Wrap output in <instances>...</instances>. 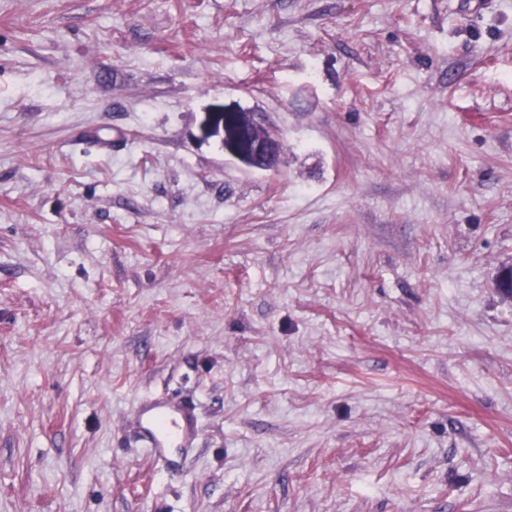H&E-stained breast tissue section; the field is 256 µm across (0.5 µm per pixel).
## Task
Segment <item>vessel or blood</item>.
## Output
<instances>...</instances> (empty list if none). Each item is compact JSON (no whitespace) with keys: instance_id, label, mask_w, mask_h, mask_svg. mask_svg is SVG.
I'll return each instance as SVG.
<instances>
[{"instance_id":"vessel-or-blood-1","label":"vessel or blood","mask_w":512,"mask_h":512,"mask_svg":"<svg viewBox=\"0 0 512 512\" xmlns=\"http://www.w3.org/2000/svg\"><path fill=\"white\" fill-rule=\"evenodd\" d=\"M140 426L150 452L158 461L171 463V449L183 447L198 433L195 408L160 398L147 400L139 409Z\"/></svg>"}]
</instances>
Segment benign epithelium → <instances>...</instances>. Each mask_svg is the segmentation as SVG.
I'll return each instance as SVG.
<instances>
[{
  "label": "benign epithelium",
  "instance_id": "benign-epithelium-1",
  "mask_svg": "<svg viewBox=\"0 0 512 512\" xmlns=\"http://www.w3.org/2000/svg\"><path fill=\"white\" fill-rule=\"evenodd\" d=\"M203 128L207 135L218 137L224 154L248 171H272L281 152V139L259 112H242L224 106L205 113ZM496 287L512 294V264L499 269Z\"/></svg>",
  "mask_w": 512,
  "mask_h": 512
}]
</instances>
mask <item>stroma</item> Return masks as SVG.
<instances>
[{
    "label": "stroma",
    "instance_id": "obj_1",
    "mask_svg": "<svg viewBox=\"0 0 512 512\" xmlns=\"http://www.w3.org/2000/svg\"><path fill=\"white\" fill-rule=\"evenodd\" d=\"M510 261L512 0H0V512H512ZM203 128L219 137L225 156L248 171H272L281 152V139L260 112H242L225 106L205 112ZM196 407L160 398L147 400L139 409L140 426L151 455L168 466L174 464L171 448H181L198 433Z\"/></svg>",
    "mask_w": 512,
    "mask_h": 512
}]
</instances>
